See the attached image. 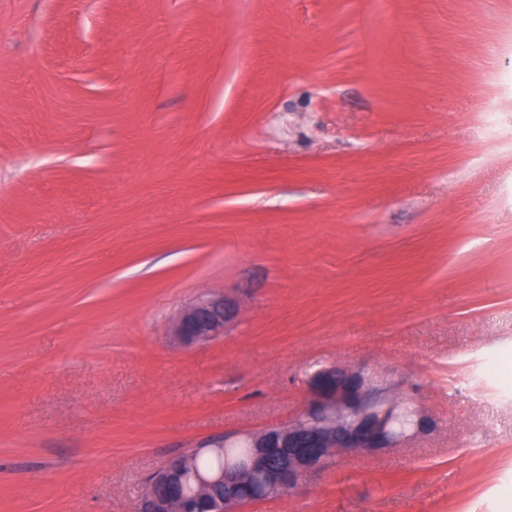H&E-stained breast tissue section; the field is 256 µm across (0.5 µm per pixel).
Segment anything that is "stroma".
<instances>
[{"label":"stroma","instance_id":"stroma-1","mask_svg":"<svg viewBox=\"0 0 512 512\" xmlns=\"http://www.w3.org/2000/svg\"><path fill=\"white\" fill-rule=\"evenodd\" d=\"M325 364L434 429L244 512H512V0H0V512H136ZM236 315V305L224 293H208L180 313L172 335L186 346L212 342L224 337Z\"/></svg>","mask_w":512,"mask_h":512}]
</instances>
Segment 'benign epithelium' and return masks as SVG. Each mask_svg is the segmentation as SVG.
Wrapping results in <instances>:
<instances>
[{
	"mask_svg": "<svg viewBox=\"0 0 512 512\" xmlns=\"http://www.w3.org/2000/svg\"><path fill=\"white\" fill-rule=\"evenodd\" d=\"M236 305L222 293L198 298L178 316L173 336L183 345L224 337ZM305 412L286 425H270L232 440L213 437L170 459L147 480L137 512H238L244 505L291 490L297 477L319 469L336 452L372 453L432 426L423 412L387 399L359 368L325 366L309 379ZM242 445L248 453L225 459L208 478L195 458Z\"/></svg>",
	"mask_w": 512,
	"mask_h": 512,
	"instance_id": "1",
	"label": "benign epithelium"
}]
</instances>
